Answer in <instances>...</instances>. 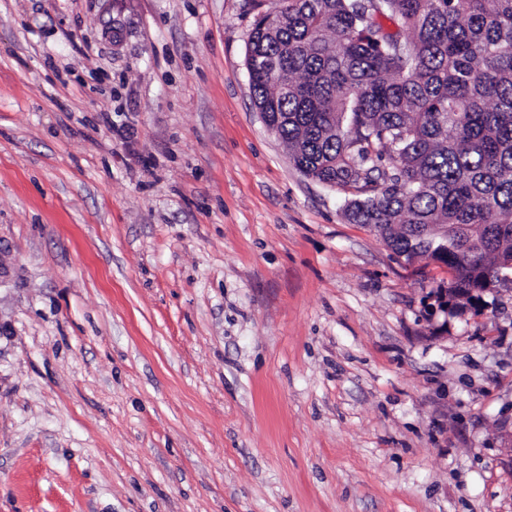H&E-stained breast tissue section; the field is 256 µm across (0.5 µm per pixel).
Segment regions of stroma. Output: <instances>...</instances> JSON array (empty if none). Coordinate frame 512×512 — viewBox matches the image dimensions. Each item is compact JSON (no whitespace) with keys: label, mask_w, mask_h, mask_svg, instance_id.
I'll return each mask as SVG.
<instances>
[{"label":"stroma","mask_w":512,"mask_h":512,"mask_svg":"<svg viewBox=\"0 0 512 512\" xmlns=\"http://www.w3.org/2000/svg\"><path fill=\"white\" fill-rule=\"evenodd\" d=\"M254 0H0V512H512V272L349 223Z\"/></svg>","instance_id":"obj_1"}]
</instances>
